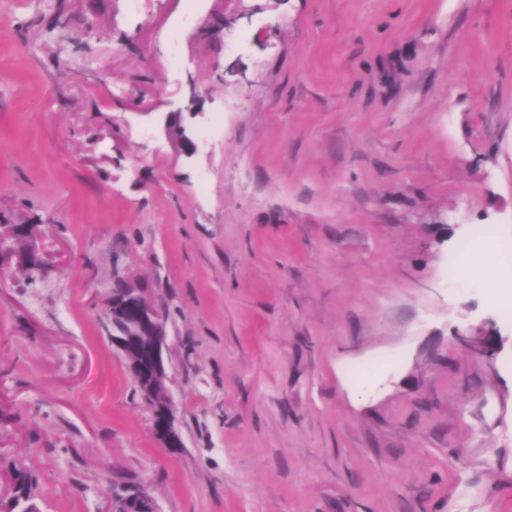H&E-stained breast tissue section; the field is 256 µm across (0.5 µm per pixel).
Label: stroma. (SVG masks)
Instances as JSON below:
<instances>
[{"label": "stroma", "mask_w": 512, "mask_h": 512, "mask_svg": "<svg viewBox=\"0 0 512 512\" xmlns=\"http://www.w3.org/2000/svg\"><path fill=\"white\" fill-rule=\"evenodd\" d=\"M0 213L64 253L0 287L42 512H512V312L448 281L480 226L512 262V0H0ZM117 278L168 313L178 454ZM103 311L109 323H124L137 329L140 338L112 329V348L124 359L143 401L151 413L152 430L169 452L179 453L184 442L177 426V408L172 397L164 352L167 346V314L142 288H132L122 297L112 289L102 294Z\"/></svg>", "instance_id": "obj_1"}]
</instances>
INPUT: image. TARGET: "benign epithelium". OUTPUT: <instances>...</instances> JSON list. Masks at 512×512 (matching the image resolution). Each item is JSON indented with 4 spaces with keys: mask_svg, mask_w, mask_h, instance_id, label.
I'll return each instance as SVG.
<instances>
[{
    "mask_svg": "<svg viewBox=\"0 0 512 512\" xmlns=\"http://www.w3.org/2000/svg\"><path fill=\"white\" fill-rule=\"evenodd\" d=\"M39 224L0 225V279L13 263L43 278L59 262L56 252L44 242ZM103 311L109 323H124L137 329L140 336L110 333L112 348L124 359L143 401L151 413L152 430L162 447L175 454L184 448L177 426V408L172 397L164 352L167 346V314L154 297L142 288H134L119 297L109 290L102 295ZM126 512H160L155 499L139 494L126 504Z\"/></svg>",
    "mask_w": 512,
    "mask_h": 512,
    "instance_id": "benign-epithelium-1",
    "label": "benign epithelium"
}]
</instances>
